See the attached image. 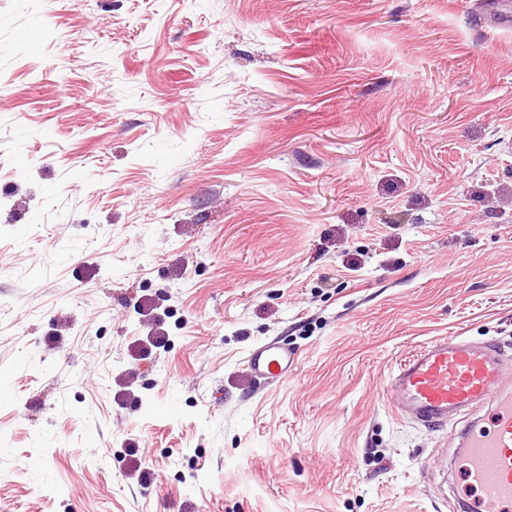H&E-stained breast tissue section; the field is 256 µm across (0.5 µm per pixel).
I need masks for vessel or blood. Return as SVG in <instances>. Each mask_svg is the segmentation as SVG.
<instances>
[{
	"mask_svg": "<svg viewBox=\"0 0 512 512\" xmlns=\"http://www.w3.org/2000/svg\"><path fill=\"white\" fill-rule=\"evenodd\" d=\"M248 362L257 376L281 381L293 357L261 346ZM506 362L494 341L444 336L402 359L389 380L397 409L427 427L446 426L453 416L494 401L486 421H472L459 440L465 449L460 491L468 512H512V395L498 393Z\"/></svg>",
	"mask_w": 512,
	"mask_h": 512,
	"instance_id": "vessel-or-blood-1",
	"label": "vessel or blood"
}]
</instances>
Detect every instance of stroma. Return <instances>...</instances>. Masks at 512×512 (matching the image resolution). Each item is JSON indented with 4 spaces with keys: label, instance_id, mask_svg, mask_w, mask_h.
Listing matches in <instances>:
<instances>
[{
    "label": "stroma",
    "instance_id": "1",
    "mask_svg": "<svg viewBox=\"0 0 512 512\" xmlns=\"http://www.w3.org/2000/svg\"><path fill=\"white\" fill-rule=\"evenodd\" d=\"M507 2L0 0V512H461L387 383L512 347ZM293 361L291 353L273 346L254 349L248 359L251 370L257 376L272 381L287 379Z\"/></svg>",
    "mask_w": 512,
    "mask_h": 512
}]
</instances>
